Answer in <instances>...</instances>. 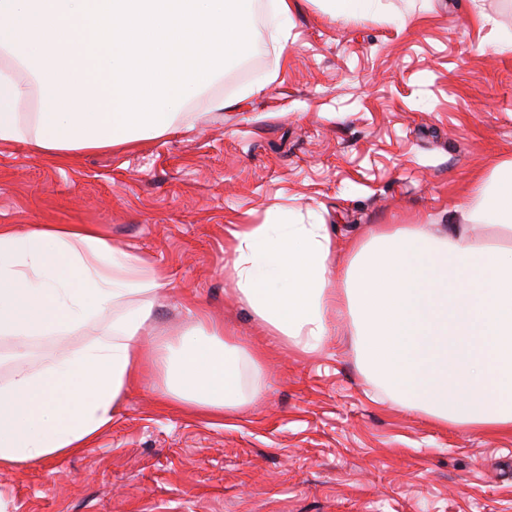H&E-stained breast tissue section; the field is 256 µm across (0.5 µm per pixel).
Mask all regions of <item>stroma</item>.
Returning <instances> with one entry per match:
<instances>
[{
	"label": "stroma",
	"mask_w": 512,
	"mask_h": 512,
	"mask_svg": "<svg viewBox=\"0 0 512 512\" xmlns=\"http://www.w3.org/2000/svg\"><path fill=\"white\" fill-rule=\"evenodd\" d=\"M273 2L249 71L174 131L60 163L0 142V224H91L152 258L164 286L148 336L212 312L264 350L265 396L210 418L164 406L144 376L87 448L0 471V512H512V431L372 400L349 319L320 353L282 351L226 269L232 230L269 209L331 225L343 261L380 225L441 223L511 159L512 0H383L350 19L296 0L283 52ZM97 332L35 337L25 360L42 369Z\"/></svg>",
	"instance_id": "obj_1"
}]
</instances>
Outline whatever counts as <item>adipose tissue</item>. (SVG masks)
Returning a JSON list of instances; mask_svg holds the SVG:
<instances>
[{"label": "adipose tissue", "mask_w": 512, "mask_h": 512, "mask_svg": "<svg viewBox=\"0 0 512 512\" xmlns=\"http://www.w3.org/2000/svg\"><path fill=\"white\" fill-rule=\"evenodd\" d=\"M252 28L245 0H0V141L62 159L162 136L225 58L247 54ZM33 98L38 111L22 112ZM232 237L239 300L284 347L319 352L349 316L378 396L445 425L512 430V160L446 223L377 228L341 267L328 225L281 209ZM162 286L153 262L92 227L0 224V335L18 352L105 322L43 370L15 363L0 385V468L84 447L145 374L165 371L167 402L212 414L263 396L262 353L228 345L223 321L196 310L177 344L146 340Z\"/></svg>", "instance_id": "1"}]
</instances>
